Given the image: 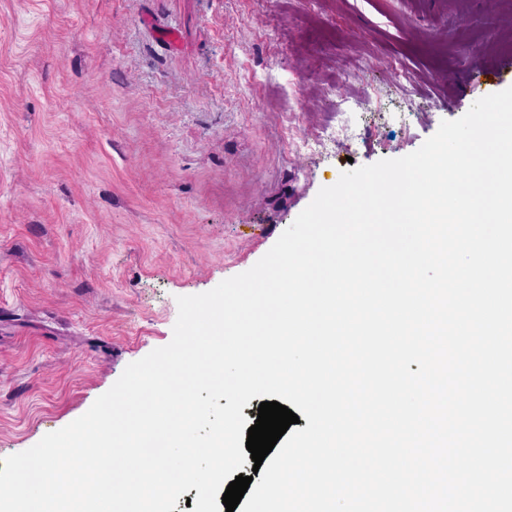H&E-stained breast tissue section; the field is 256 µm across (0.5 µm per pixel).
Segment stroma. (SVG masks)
<instances>
[{"mask_svg": "<svg viewBox=\"0 0 512 512\" xmlns=\"http://www.w3.org/2000/svg\"><path fill=\"white\" fill-rule=\"evenodd\" d=\"M512 0H0V460L350 166L512 87ZM321 154L300 140L325 128Z\"/></svg>", "mask_w": 512, "mask_h": 512, "instance_id": "stroma-1", "label": "stroma"}]
</instances>
